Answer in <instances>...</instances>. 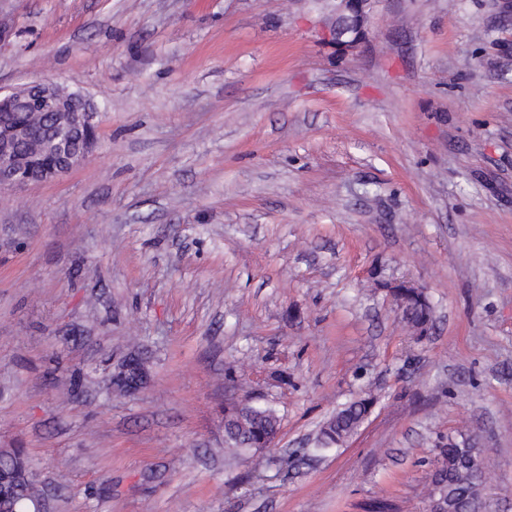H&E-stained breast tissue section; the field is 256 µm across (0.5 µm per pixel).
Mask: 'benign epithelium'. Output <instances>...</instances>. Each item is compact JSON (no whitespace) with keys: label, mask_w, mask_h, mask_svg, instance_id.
<instances>
[{"label":"benign epithelium","mask_w":512,"mask_h":512,"mask_svg":"<svg viewBox=\"0 0 512 512\" xmlns=\"http://www.w3.org/2000/svg\"><path fill=\"white\" fill-rule=\"evenodd\" d=\"M328 29L336 49L344 54L367 40L375 0H334ZM22 112H46L39 125ZM96 145L94 107L80 94L42 83L9 91L0 88V187L48 182L81 163ZM131 391L143 384L140 359L129 357L119 373Z\"/></svg>","instance_id":"1"}]
</instances>
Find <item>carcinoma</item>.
Segmentation results:
<instances>
[{"label": "carcinoma", "mask_w": 512, "mask_h": 512, "mask_svg": "<svg viewBox=\"0 0 512 512\" xmlns=\"http://www.w3.org/2000/svg\"><path fill=\"white\" fill-rule=\"evenodd\" d=\"M406 300L403 319L413 332L423 336L432 322V306L419 288H394ZM375 397L366 393L338 410L321 427L317 446L330 448L350 437L371 411ZM279 427V417L270 406L236 405L224 409V447L229 456L239 460L254 457L256 448L270 440ZM437 465L427 490L430 499H453L457 512H478L483 503L487 476L477 478L475 472L485 468V449L473 450L450 443L438 449ZM40 493L32 481L24 480L15 497L0 512H33Z\"/></svg>", "instance_id": "cac0c4a2"}]
</instances>
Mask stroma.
I'll use <instances>...</instances> for the list:
<instances>
[{
  "mask_svg": "<svg viewBox=\"0 0 512 512\" xmlns=\"http://www.w3.org/2000/svg\"><path fill=\"white\" fill-rule=\"evenodd\" d=\"M329 9L0 0V86L97 107L89 158L0 189V451L47 512H425L450 441L512 512V0H377L346 55ZM244 399L280 417L258 470ZM392 294L404 296V321L416 335H425L432 322V306L424 292L413 285L401 283L392 288ZM119 377L130 391L138 390L143 384L144 377V372L140 367V359L136 356H130L123 365L122 371L117 375L116 380ZM374 400L375 397L371 393H365L336 410L321 427L317 446L330 448L350 437L371 411ZM278 427L279 417L272 407L233 404L224 409V449L235 459L250 460L256 448L270 440ZM274 439L267 443V447Z\"/></svg>",
  "mask_w": 512,
  "mask_h": 512,
  "instance_id": "stroma-1",
  "label": "stroma"
}]
</instances>
